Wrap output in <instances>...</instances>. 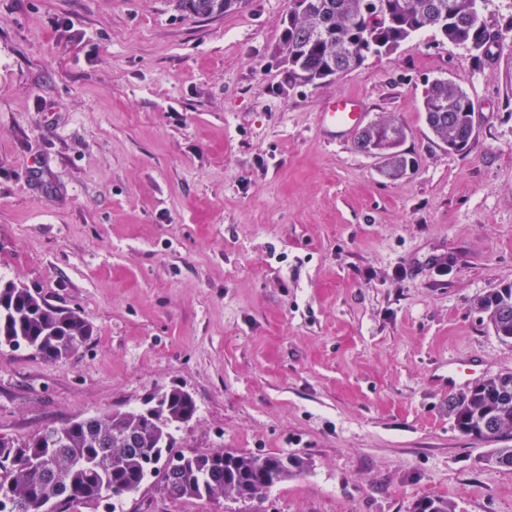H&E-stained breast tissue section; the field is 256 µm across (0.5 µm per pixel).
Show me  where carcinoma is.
<instances>
[{
	"mask_svg": "<svg viewBox=\"0 0 512 512\" xmlns=\"http://www.w3.org/2000/svg\"><path fill=\"white\" fill-rule=\"evenodd\" d=\"M485 0H288L276 50L286 88L318 87L370 55H389L425 30L479 58L492 35L483 22ZM195 16L238 10L247 0H179ZM386 7L388 18L369 26V6ZM433 138L454 152L467 149L475 105L459 82L437 80L422 97ZM406 130L397 121L372 120L354 136L355 149L380 160L381 172L398 179L413 167L401 150ZM498 338L512 343V285L480 301ZM92 336L78 311L54 306L28 288L0 282V347L24 346L46 361L74 352ZM197 411L193 397L167 389L129 411H112L70 425L49 427L17 445L0 437V512H68L85 503L110 504L117 486L134 493L162 468L173 482L163 491L173 500H262L277 483L303 468L292 455L257 456L234 450L186 454L175 450L174 432ZM458 428L483 441L512 439V372L501 383L474 384L452 398ZM412 512H456L443 497L424 498Z\"/></svg>",
	"mask_w": 512,
	"mask_h": 512,
	"instance_id": "cac0c4a2",
	"label": "carcinoma"
}]
</instances>
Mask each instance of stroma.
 <instances>
[{
    "mask_svg": "<svg viewBox=\"0 0 512 512\" xmlns=\"http://www.w3.org/2000/svg\"><path fill=\"white\" fill-rule=\"evenodd\" d=\"M287 0L187 15L178 0H0V280L80 311L91 337L47 362L0 348V436L197 403L176 447L296 455L248 505L169 499L150 481L116 512H512L449 408L512 372L477 307L512 285V0H486L488 55L431 31L318 88L283 89ZM475 102L466 153L434 143L428 82ZM393 116L416 165L388 180L322 102ZM365 105L355 97L332 98L319 112L321 131L330 143L347 138L364 122Z\"/></svg>",
    "mask_w": 512,
    "mask_h": 512,
    "instance_id": "stroma-1",
    "label": "stroma"
}]
</instances>
